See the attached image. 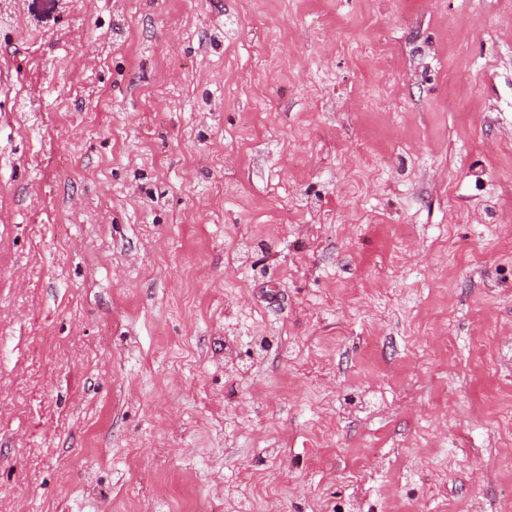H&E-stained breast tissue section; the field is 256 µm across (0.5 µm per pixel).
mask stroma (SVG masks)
<instances>
[{
  "label": "stroma",
  "mask_w": 512,
  "mask_h": 512,
  "mask_svg": "<svg viewBox=\"0 0 512 512\" xmlns=\"http://www.w3.org/2000/svg\"><path fill=\"white\" fill-rule=\"evenodd\" d=\"M0 16V512H512V0Z\"/></svg>",
  "instance_id": "1"
}]
</instances>
